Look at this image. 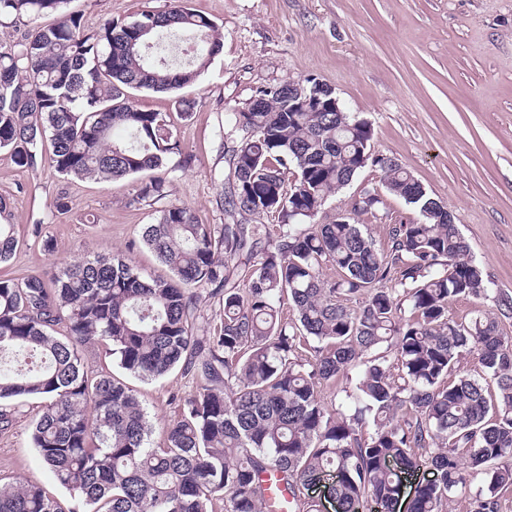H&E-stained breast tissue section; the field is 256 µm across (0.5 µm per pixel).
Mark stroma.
<instances>
[{
    "instance_id": "1",
    "label": "stroma",
    "mask_w": 512,
    "mask_h": 512,
    "mask_svg": "<svg viewBox=\"0 0 512 512\" xmlns=\"http://www.w3.org/2000/svg\"><path fill=\"white\" fill-rule=\"evenodd\" d=\"M224 35L223 49L193 83L172 94L133 92L136 107L164 113L190 167L172 156L170 202L195 209L207 224H274L275 215L234 217L224 210L229 156L224 116L245 107L257 88L314 76L346 109L366 120L373 154L395 160L454 217L470 253L495 291L512 298V0H185ZM167 0H70L88 27L127 20ZM193 99L183 115L180 97ZM138 179L113 182L61 178L48 163L26 169L0 150V197L12 214L18 247L0 273L23 278L86 255H127L141 275L168 269L141 242L158 208L133 202ZM378 195L357 215L378 245L389 225L414 211L389 193L377 166L362 168L325 206L326 216L352 209L364 192ZM66 194L71 209L53 202ZM52 252H44L43 240ZM87 368L123 380L146 407L151 441L177 417L178 398L195 387L173 370L153 379L128 374L106 346L90 352ZM36 400L16 403L13 425L0 432V481L35 480L61 498L29 432Z\"/></svg>"
}]
</instances>
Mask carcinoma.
Segmentation results:
<instances>
[{
    "instance_id": "carcinoma-1",
    "label": "carcinoma",
    "mask_w": 512,
    "mask_h": 512,
    "mask_svg": "<svg viewBox=\"0 0 512 512\" xmlns=\"http://www.w3.org/2000/svg\"><path fill=\"white\" fill-rule=\"evenodd\" d=\"M69 2L0 0V25L59 15L0 44V150L33 169L47 143L50 167L72 178L157 171L134 198L151 206L167 197L168 156L188 157L165 116L135 108L130 91L194 83L222 34L182 0L97 29L66 11ZM184 32L200 43L179 65L154 53L163 36ZM301 85L323 111H288L284 81L224 118L231 212L276 213L277 234L267 224L218 230L170 203L142 232L168 279L143 277L123 254L21 280L0 275V354L38 359L24 372L0 370V431L12 426V401H41L31 442L71 492L62 500L36 481L0 484V512H263L267 473L282 478L300 512H318L306 490L325 474L335 478L337 512L369 501L375 512H395L400 476L390 463L415 471L426 448L435 449L434 479L417 488L409 512H446L458 496L467 512H500V493L512 487V340L496 317L459 323L448 306L466 296L509 311L512 301L485 280L445 207L401 166L372 155L368 123L336 111L318 78ZM117 127L130 139L114 138ZM369 164L417 213L389 228L385 247L349 218L319 220ZM16 245L14 225L0 224V264ZM327 265L340 279L323 277ZM229 267L243 268L242 283L230 282ZM201 286L222 298L216 324L199 323ZM359 296L355 307L340 301ZM99 342L134 376L179 368L195 380L163 445L151 446L153 424L132 388L86 369L85 353ZM380 347L394 362L362 360ZM466 358L495 380L496 397L469 375L448 379ZM359 364L354 408L325 405L318 388ZM478 471L485 483L472 493Z\"/></svg>"
}]
</instances>
